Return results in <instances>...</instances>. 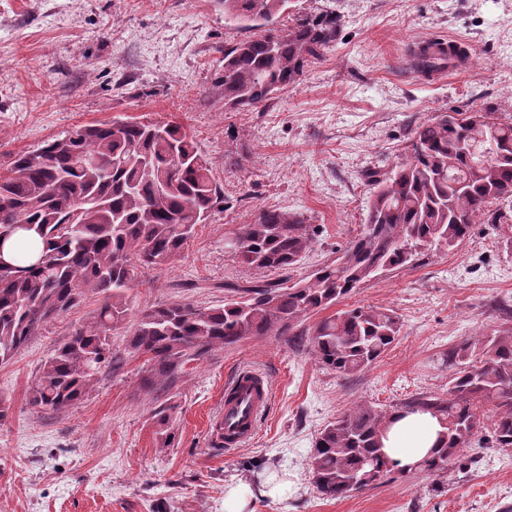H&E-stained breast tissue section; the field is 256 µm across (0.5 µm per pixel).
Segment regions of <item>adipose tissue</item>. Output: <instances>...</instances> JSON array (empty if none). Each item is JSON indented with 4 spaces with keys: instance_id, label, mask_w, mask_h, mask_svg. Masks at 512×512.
<instances>
[{
    "instance_id": "adipose-tissue-1",
    "label": "adipose tissue",
    "mask_w": 512,
    "mask_h": 512,
    "mask_svg": "<svg viewBox=\"0 0 512 512\" xmlns=\"http://www.w3.org/2000/svg\"><path fill=\"white\" fill-rule=\"evenodd\" d=\"M443 426L428 413H408L388 424L381 439L384 453L401 468H413L438 444Z\"/></svg>"
}]
</instances>
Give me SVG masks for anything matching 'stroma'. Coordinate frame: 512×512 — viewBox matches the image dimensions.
Wrapping results in <instances>:
<instances>
[{
	"mask_svg": "<svg viewBox=\"0 0 512 512\" xmlns=\"http://www.w3.org/2000/svg\"><path fill=\"white\" fill-rule=\"evenodd\" d=\"M334 9L336 42L266 107L228 112L212 92L224 47L247 29L218 0H0V175L17 155L78 126L174 121L192 130L224 190L179 257L139 268L126 322L110 338L115 365L65 413L29 403L37 369L100 305L87 296L0 364V512H224L228 486L287 479L288 496H255L252 512H503L512 505V448L467 449L454 474L395 475L343 499L323 498L308 469L321 429L356 403L392 411L443 395L462 341L512 331V223L474 225L451 248L422 247L369 279L340 308L393 310L403 328L365 371L340 377L290 336H253L187 362L165 389L143 380L130 339L141 310L223 305L232 289L279 280L243 265L226 237L259 210L303 213L318 236L290 282L310 278L357 237L368 171L389 172L416 126L441 112L512 120V0H294L290 16ZM457 38L472 57L421 73L413 48ZM249 366L273 383L257 436L224 451L210 424L224 381ZM170 434V446L161 443Z\"/></svg>",
	"mask_w": 512,
	"mask_h": 512,
	"instance_id": "1",
	"label": "stroma"
}]
</instances>
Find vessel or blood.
<instances>
[{
  "instance_id": "obj_1",
  "label": "vessel or blood",
  "mask_w": 512,
  "mask_h": 512,
  "mask_svg": "<svg viewBox=\"0 0 512 512\" xmlns=\"http://www.w3.org/2000/svg\"><path fill=\"white\" fill-rule=\"evenodd\" d=\"M271 399V386L260 372L249 368L233 372L224 383V404L215 421L219 445L231 450L250 441Z\"/></svg>"
}]
</instances>
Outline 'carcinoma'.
Listing matches in <instances>:
<instances>
[{"label": "carcinoma", "mask_w": 512, "mask_h": 512, "mask_svg": "<svg viewBox=\"0 0 512 512\" xmlns=\"http://www.w3.org/2000/svg\"><path fill=\"white\" fill-rule=\"evenodd\" d=\"M224 19L257 35L224 46L215 83L224 110L257 109L294 84L336 42L341 17L306 13L288 27L279 18L291 0H218ZM447 51L423 50L424 72L441 67ZM374 185L360 235L308 280L245 288L224 306L186 302L141 311L131 348L153 362L149 388L214 347L250 336L305 337L323 367L349 376L371 366L400 336L391 310L356 306L303 330L309 317L333 306L378 272L404 265L418 245L453 247L472 225L495 224V201H512V123L489 112H442L413 132L406 158ZM224 206V193L191 131L175 122L114 121L75 128L18 155L0 176V233L16 239L15 255L0 265V363L80 303L101 297L96 313L40 365L30 404L56 413L77 408L110 363L109 337L128 316L137 266H162L180 255L195 226ZM240 262L286 271L312 246L305 216L260 211L238 229ZM479 364L462 343L452 354L459 370L448 395H423L407 413L430 412L444 433L416 467L443 477L462 462L482 432L491 407L498 448L512 447V332L487 338ZM399 410L356 405L320 432L308 468L317 491L347 498L388 476L404 473L383 453L381 438Z\"/></svg>", "instance_id": "cac0c4a2"}]
</instances>
